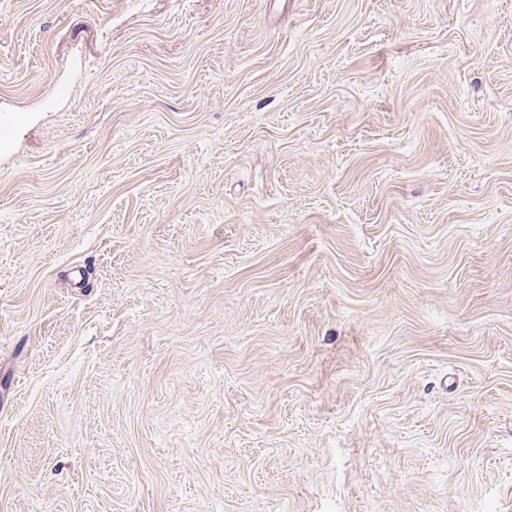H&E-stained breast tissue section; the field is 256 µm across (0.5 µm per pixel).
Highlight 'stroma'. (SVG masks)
Here are the masks:
<instances>
[{"label":"stroma","instance_id":"35a3bbf8","mask_svg":"<svg viewBox=\"0 0 512 512\" xmlns=\"http://www.w3.org/2000/svg\"><path fill=\"white\" fill-rule=\"evenodd\" d=\"M0 512H512V0H0Z\"/></svg>","mask_w":512,"mask_h":512}]
</instances>
